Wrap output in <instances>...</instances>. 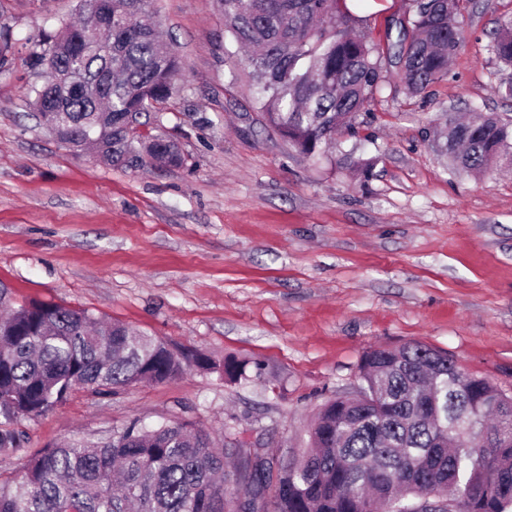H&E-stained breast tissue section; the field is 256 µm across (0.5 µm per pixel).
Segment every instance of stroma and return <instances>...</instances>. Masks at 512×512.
<instances>
[{
	"label": "stroma",
	"instance_id": "1",
	"mask_svg": "<svg viewBox=\"0 0 512 512\" xmlns=\"http://www.w3.org/2000/svg\"><path fill=\"white\" fill-rule=\"evenodd\" d=\"M409 0L371 11L381 40ZM79 0H0L12 35L0 76V284L8 303L85 309L178 352L262 365L231 383L188 368L115 395L75 393L22 420L28 455L131 420H178L244 448L294 454L318 408L354 390L364 351L414 342L512 393V166L473 176L453 169L434 126L458 115L512 120L498 85L508 71L492 45L512 0H471L448 74L407 93L392 66L357 136L326 159L304 157L253 108L242 54L213 0H153L183 68L157 123L178 143L179 167L105 165L57 142L26 95L25 65L40 32L74 19ZM372 160L367 171L358 162Z\"/></svg>",
	"mask_w": 512,
	"mask_h": 512
}]
</instances>
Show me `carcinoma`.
<instances>
[{"mask_svg": "<svg viewBox=\"0 0 512 512\" xmlns=\"http://www.w3.org/2000/svg\"><path fill=\"white\" fill-rule=\"evenodd\" d=\"M225 33L245 53L265 123L308 158L326 153L338 135L358 133V118L384 81L382 58L400 68L411 94L447 75L461 43L452 18L462 0H411L386 43L356 31L346 0H217ZM151 0H112V22L82 46L83 21L43 33L29 64L48 75L28 89L35 113L56 138L92 146L110 164L182 162L163 133L127 138L171 97L183 63L161 50L144 21ZM12 49L0 30V74ZM512 68V21L493 45ZM99 80L90 100L68 88ZM455 168L481 171L509 154L512 124L496 116L448 121L436 132ZM188 357L159 339L86 310L34 302L0 317V457L25 451L17 428L66 403L78 390L114 394L163 383ZM248 362L226 360L224 376L248 379ZM359 393L338 394L318 410L310 446L300 455L232 450L188 422L146 428L139 421L92 439L74 437L30 456L22 476L0 480V512H229L226 455H236L244 501L234 512H415L430 491L461 493L457 512L512 508V396L420 343L365 351Z\"/></svg>", "mask_w": 512, "mask_h": 512, "instance_id": "obj_1", "label": "carcinoma"}]
</instances>
